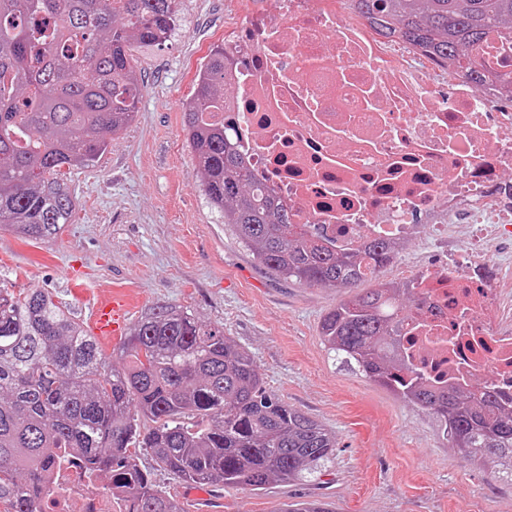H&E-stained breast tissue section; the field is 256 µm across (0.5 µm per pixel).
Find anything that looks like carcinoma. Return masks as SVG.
<instances>
[{"mask_svg": "<svg viewBox=\"0 0 512 512\" xmlns=\"http://www.w3.org/2000/svg\"><path fill=\"white\" fill-rule=\"evenodd\" d=\"M177 0H0V227L45 241L71 223L67 172L93 166L112 135L134 118L142 94L135 44H160L176 27ZM358 13L388 32L452 59L460 76L481 77L475 50L512 23V0H356ZM224 45L196 76L185 111L186 140L200 187L257 263L305 285L349 288L390 264L375 242L349 254L324 245L244 167L224 125ZM408 299L384 284L328 311L319 336L340 363L428 411L472 462L512 476V409L477 383L437 391L403 367L394 330ZM122 368L43 288L0 278V512H42L49 449L76 450L106 473L125 512H186L137 463L148 448L175 478L260 491L272 482L321 475L336 438L263 385L259 367L224 329L173 306L145 315L125 337ZM156 426L142 432L139 417ZM284 512H335L319 500Z\"/></svg>", "mask_w": 512, "mask_h": 512, "instance_id": "1", "label": "carcinoma"}]
</instances>
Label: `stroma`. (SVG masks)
I'll return each instance as SVG.
<instances>
[{
    "mask_svg": "<svg viewBox=\"0 0 512 512\" xmlns=\"http://www.w3.org/2000/svg\"><path fill=\"white\" fill-rule=\"evenodd\" d=\"M163 43L133 46L143 86L134 120L95 167L71 177L76 210L54 240L0 229V277L43 288L81 325L97 298L129 302L127 327L176 305L222 327L259 366L265 388L336 437L329 472L261 491L210 486L223 512H281L302 500L336 512H512V484L467 462L428 412L329 356L318 326L349 289L306 286L258 265L200 189L184 110L209 50L238 20L237 0H178ZM84 283L73 293L71 278Z\"/></svg>",
    "mask_w": 512,
    "mask_h": 512,
    "instance_id": "obj_1",
    "label": "stroma"
}]
</instances>
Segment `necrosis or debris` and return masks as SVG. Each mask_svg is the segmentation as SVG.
Segmentation results:
<instances>
[{"label": "necrosis or debris", "instance_id": "1", "mask_svg": "<svg viewBox=\"0 0 512 512\" xmlns=\"http://www.w3.org/2000/svg\"><path fill=\"white\" fill-rule=\"evenodd\" d=\"M229 93L214 120L294 223L348 253L393 258L430 235L448 255L399 271L420 300L400 359L438 391L481 379L512 407V38L477 49L484 78L380 36L350 0H269L225 27ZM45 512H115L111 485L75 452L49 470Z\"/></svg>", "mask_w": 512, "mask_h": 512}]
</instances>
